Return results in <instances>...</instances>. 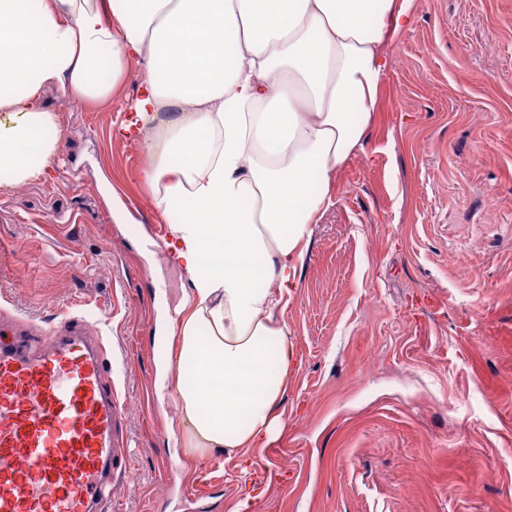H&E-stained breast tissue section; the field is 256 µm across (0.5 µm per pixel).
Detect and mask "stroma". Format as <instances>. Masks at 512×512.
<instances>
[{
  "label": "stroma",
  "instance_id": "1",
  "mask_svg": "<svg viewBox=\"0 0 512 512\" xmlns=\"http://www.w3.org/2000/svg\"><path fill=\"white\" fill-rule=\"evenodd\" d=\"M390 57L286 311L279 447L247 451L286 480L253 501L235 460L194 462L167 430L158 328L187 282L153 232L179 209L148 202L141 143L112 135L137 74L91 107L47 92L65 137L46 175L0 189V308L105 332L132 439L107 512H185L183 486L204 512H512V0H414Z\"/></svg>",
  "mask_w": 512,
  "mask_h": 512
}]
</instances>
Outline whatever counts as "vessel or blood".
<instances>
[{
  "label": "vessel or blood",
  "mask_w": 512,
  "mask_h": 512,
  "mask_svg": "<svg viewBox=\"0 0 512 512\" xmlns=\"http://www.w3.org/2000/svg\"><path fill=\"white\" fill-rule=\"evenodd\" d=\"M0 336V512H100L129 439L105 339L67 317Z\"/></svg>",
  "instance_id": "1"
}]
</instances>
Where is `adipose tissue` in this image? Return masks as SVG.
<instances>
[{"mask_svg":"<svg viewBox=\"0 0 512 512\" xmlns=\"http://www.w3.org/2000/svg\"><path fill=\"white\" fill-rule=\"evenodd\" d=\"M414 0H0V188L43 175L64 135L49 89L107 101L130 72L155 208L186 200L165 252L188 288L164 327L195 462H252L297 372L285 311L311 226L363 149Z\"/></svg>","mask_w":512,"mask_h":512,"instance_id":"adipose-tissue-1","label":"adipose tissue"}]
</instances>
